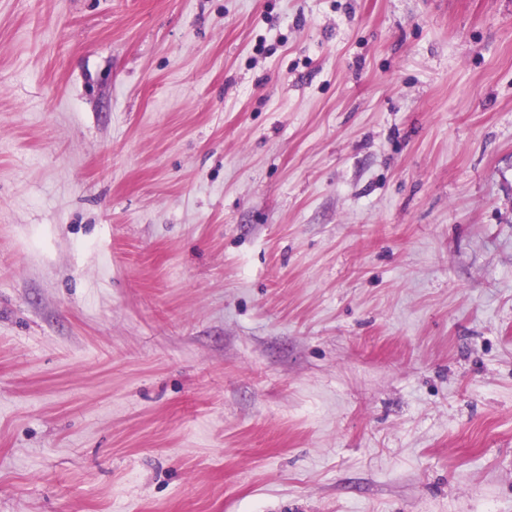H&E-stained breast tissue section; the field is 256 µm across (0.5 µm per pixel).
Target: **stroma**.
Listing matches in <instances>:
<instances>
[{
  "instance_id": "35a3bbf8",
  "label": "stroma",
  "mask_w": 512,
  "mask_h": 512,
  "mask_svg": "<svg viewBox=\"0 0 512 512\" xmlns=\"http://www.w3.org/2000/svg\"><path fill=\"white\" fill-rule=\"evenodd\" d=\"M0 512H512V0H0Z\"/></svg>"
}]
</instances>
